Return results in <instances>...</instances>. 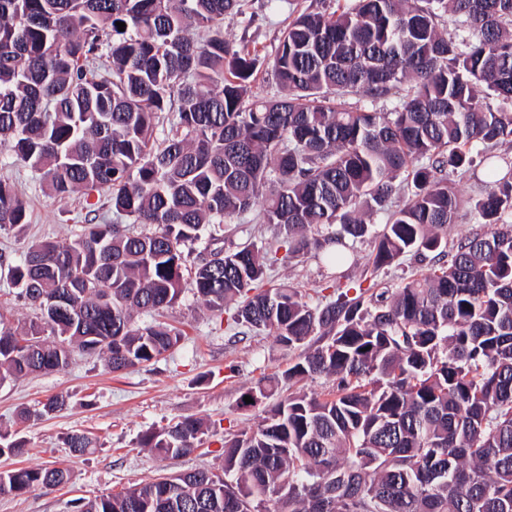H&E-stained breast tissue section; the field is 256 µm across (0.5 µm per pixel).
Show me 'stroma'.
I'll return each instance as SVG.
<instances>
[{"mask_svg": "<svg viewBox=\"0 0 512 512\" xmlns=\"http://www.w3.org/2000/svg\"><path fill=\"white\" fill-rule=\"evenodd\" d=\"M316 0H280L277 9L265 0H242V14L224 18V38L234 45L249 42L259 55L271 57L281 30L292 12L314 6ZM12 183L29 205V222L0 232V254L17 262L33 243L50 239L65 245L82 233L87 213L81 194L66 199L51 195L40 176L0 153V180ZM452 183L464 203L454 224L444 233L455 243L484 232L474 211L487 186L482 166L454 176ZM281 236L274 226L258 223L246 214L224 227V247L233 250L252 244L274 253ZM374 237H365L351 249L344 266L325 264L315 253L279 259L266 269L270 284L298 289L311 305L335 299L340 288L356 283L378 293L427 272L428 263L413 256L373 269ZM162 321L185 331L186 336L160 360L120 372L103 360L73 352L62 371L30 375L0 384V473L18 468L64 466L69 484L23 495H0V512H77L80 499L117 494L143 481L195 468H220L225 435L250 429L265 412L289 394L320 395L332 391L326 378L284 382L281 375L294 363L295 351L279 345L272 332L250 330L218 320L215 312L184 291L180 301L165 311ZM264 383L268 396L254 406L243 405L245 392ZM67 400L64 410L45 415L41 409L51 397ZM184 417L205 421L210 430L202 444L179 459L154 456L138 445L140 436L162 429ZM75 432L91 436L96 447L82 456L65 445ZM20 441L23 453L11 452Z\"/></svg>", "mask_w": 512, "mask_h": 512, "instance_id": "stroma-1", "label": "stroma"}]
</instances>
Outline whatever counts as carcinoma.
Returning a JSON list of instances; mask_svg holds the SVG:
<instances>
[{"mask_svg": "<svg viewBox=\"0 0 512 512\" xmlns=\"http://www.w3.org/2000/svg\"><path fill=\"white\" fill-rule=\"evenodd\" d=\"M239 0H0V149L59 199L107 192L116 215L71 243L44 240L0 267L38 310L0 314V383L66 368L74 350L112 371L156 361L184 331L137 326L173 307L192 247L194 295L297 350L285 381L324 376L256 428L224 437L221 466L159 477L77 512H512V161L490 157L475 205L487 230L448 245L472 150L512 147V0H347L304 10L254 91L259 59L224 40ZM125 23L118 30L116 23ZM206 33L203 42L192 31ZM106 56L103 70L88 67ZM365 104L350 102L351 95ZM395 97L379 112L370 104ZM170 131L156 142L161 114ZM260 209L285 256L339 266L387 214L373 269L435 254L420 278L313 306L267 286V254L226 251L224 225ZM149 227L134 234L123 221ZM28 223L0 181V231ZM54 336L48 343L43 336ZM208 434L184 418L139 446L167 458ZM66 445L83 455L86 433ZM68 468L0 474V495L50 490ZM254 89L259 94L267 97L282 95L273 74L267 69L266 64L260 65L255 73Z\"/></svg>", "mask_w": 512, "mask_h": 512, "instance_id": "carcinoma-1", "label": "carcinoma"}]
</instances>
